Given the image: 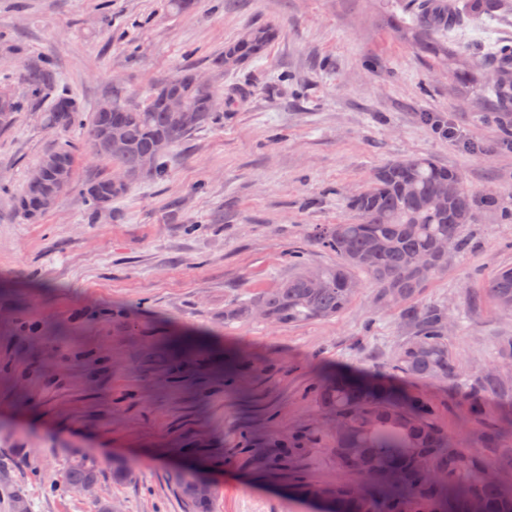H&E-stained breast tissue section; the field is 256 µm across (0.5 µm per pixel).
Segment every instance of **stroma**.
I'll return each instance as SVG.
<instances>
[{"instance_id":"stroma-1","label":"stroma","mask_w":512,"mask_h":512,"mask_svg":"<svg viewBox=\"0 0 512 512\" xmlns=\"http://www.w3.org/2000/svg\"><path fill=\"white\" fill-rule=\"evenodd\" d=\"M400 0H0V86L20 97L34 59L84 112L143 101L151 86L210 61L247 28L279 39L224 75L227 102L165 157L166 174L90 215L82 183L112 172L85 128L22 113L0 131V476L31 512H185L176 472L210 485L205 512H315L304 487L344 480L315 398L324 372L392 378L402 305L362 283L341 314L299 325L225 322L229 304L296 270L334 265L315 227L352 222L348 197L380 165L431 156L476 196L496 195L463 230L468 246L423 289L448 311L459 372L412 382L459 447L512 480V314L486 290L512 267V112L454 94L446 71L399 42ZM512 45V19L448 32L452 45ZM75 148L73 185L32 224L14 197L57 142ZM495 378L486 413L472 387ZM90 490L68 486L76 461ZM126 470L112 478L113 465ZM96 480L94 468L84 461L75 462L67 473V482L71 487H89L94 485Z\"/></svg>"}]
</instances>
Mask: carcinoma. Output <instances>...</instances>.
I'll list each match as a JSON object with an SVG mask.
<instances>
[{"label": "carcinoma", "instance_id": "1", "mask_svg": "<svg viewBox=\"0 0 512 512\" xmlns=\"http://www.w3.org/2000/svg\"><path fill=\"white\" fill-rule=\"evenodd\" d=\"M410 19H397L392 30L422 58L447 69L452 84L465 90L489 93L505 112H512V46L499 45L494 59L485 62L467 46L448 45V26H465L485 18L504 21L512 15V0H435L422 8L402 5ZM280 36L278 28L262 24L246 29L212 59L215 76L237 69L262 57ZM29 97L20 99L0 89V112L12 127L22 112L38 109L45 124L66 130L82 121L76 99L62 94L45 103L55 85L51 65L36 60L24 71ZM182 102L180 111L170 106ZM217 111V88L199 79L185 66L158 82L142 103L109 102L91 113L85 125L96 153L116 163L131 176L123 185L110 176H93L84 195L90 214L123 196L132 184L164 174L167 150L213 119ZM120 130L123 146L110 152L103 146L109 131ZM57 162L59 170L41 179L32 177L18 193L15 206L29 221L45 212L46 194L58 199L70 186L73 155L69 147L48 151L40 161ZM497 207V198L476 199L462 175L428 156H409L385 162L371 176L367 188L348 200L355 221L317 228L314 239L336 254L331 267H300L280 284L224 310L228 321L263 318L278 324H296L325 319L341 313L351 303L362 272L376 288V299L388 304L407 302L403 323L410 338L394 359L395 371L417 380H448L457 375L455 359L448 347V311L431 305H412L430 275L415 268L424 259H434L438 272L448 258H433L435 243L449 239L463 250L464 225L473 220L476 203ZM488 290L498 308L512 313V267L499 270ZM399 298L393 299L392 294ZM316 400L333 424V456L336 467L355 477L308 489L328 501L329 512H432L434 503L443 512H469L472 500L484 512H512V481L487 475L494 464L473 448L456 447L437 424L430 405L420 397H407L380 382L336 375L316 388ZM94 468L75 462L67 473L71 487L95 484ZM188 512L203 508L209 494L199 489L200 480L190 473L175 474ZM0 495L10 500L12 512L31 505L22 490L0 482Z\"/></svg>", "mask_w": 512, "mask_h": 512}]
</instances>
